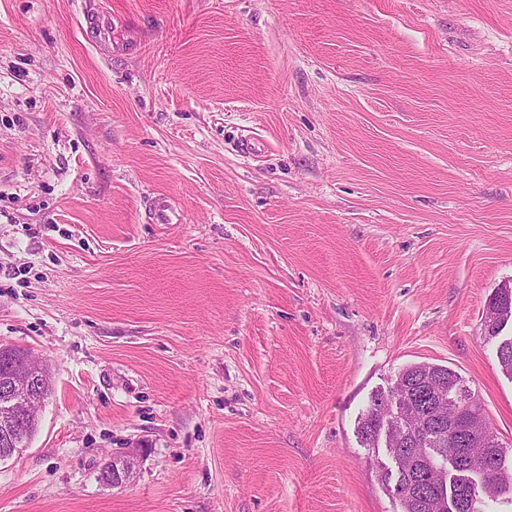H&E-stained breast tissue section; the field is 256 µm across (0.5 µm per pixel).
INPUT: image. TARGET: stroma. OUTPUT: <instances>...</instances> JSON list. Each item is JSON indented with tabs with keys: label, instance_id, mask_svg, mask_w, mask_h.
<instances>
[{
	"label": "stroma",
	"instance_id": "35a3bbf8",
	"mask_svg": "<svg viewBox=\"0 0 512 512\" xmlns=\"http://www.w3.org/2000/svg\"><path fill=\"white\" fill-rule=\"evenodd\" d=\"M509 283L512 0H0V344L51 377L0 512H400L358 420L439 364L512 445ZM117 22L116 16L113 15H98L91 16L89 22V29L91 35L100 42H107L115 50H131L125 48L123 44L118 45L115 41H112V30L115 29ZM427 373H430V375L434 377L433 379L446 378L449 382L452 383L450 396L453 398L461 397L463 401V417L471 414V408H476L480 412V415H482L481 406L479 405L477 398H475L474 393H472L469 387L464 385V381L461 379V377L448 366L423 362L415 363L403 368L398 376L401 380L412 383L418 382L421 377H424ZM462 401L456 399L453 403H448V409H452L460 413V404Z\"/></svg>",
	"mask_w": 512,
	"mask_h": 512
}]
</instances>
